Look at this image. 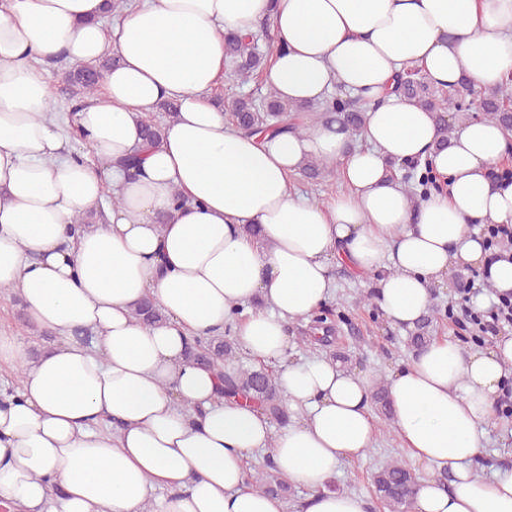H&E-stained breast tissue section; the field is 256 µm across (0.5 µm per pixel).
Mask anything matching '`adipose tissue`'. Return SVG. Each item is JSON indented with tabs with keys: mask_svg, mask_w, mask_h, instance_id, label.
Listing matches in <instances>:
<instances>
[{
	"mask_svg": "<svg viewBox=\"0 0 512 512\" xmlns=\"http://www.w3.org/2000/svg\"><path fill=\"white\" fill-rule=\"evenodd\" d=\"M104 9L0 0V287L20 294L30 330L59 340L34 357L0 336V362L23 369L0 398V500L18 512H286L251 482L262 451L309 490L303 512H364L329 485L375 441L372 377L294 360L288 324L332 297L338 267L376 276L379 308L400 326L460 272L512 292V257L489 259L475 230L512 224V183L489 176L512 142L494 122H460L438 148L435 113L394 92L414 65L438 86L512 76V0H127L108 29ZM265 21L280 39L267 86L293 103L335 86L368 101L365 147L323 126L246 137L226 123L208 98L224 35ZM107 55L116 64L77 114L84 160L66 152L31 61ZM163 100L178 110L150 145L141 117ZM411 159L431 161L446 192L411 203L388 167ZM311 161L340 170L347 193L294 195L290 178ZM109 192L107 223H86ZM147 298L161 321L136 318ZM228 326L254 366L273 367L293 413L281 429L188 359L191 337ZM511 376L508 335L470 351L436 339L388 371L394 429L422 471L413 512H512V467L475 473L479 427Z\"/></svg>",
	"mask_w": 512,
	"mask_h": 512,
	"instance_id": "obj_1",
	"label": "adipose tissue"
}]
</instances>
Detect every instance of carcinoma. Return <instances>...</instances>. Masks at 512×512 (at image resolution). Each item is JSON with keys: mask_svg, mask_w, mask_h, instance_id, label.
I'll return each mask as SVG.
<instances>
[{"mask_svg": "<svg viewBox=\"0 0 512 512\" xmlns=\"http://www.w3.org/2000/svg\"><path fill=\"white\" fill-rule=\"evenodd\" d=\"M224 44L226 59L234 64L237 81L246 83L263 69L265 56L259 51L254 35L241 36L230 33L225 36ZM115 63V58L107 56L93 65L71 71L66 75L72 87L70 112L79 111L86 99L95 96L104 72ZM511 88L512 80L501 85V93H487L477 89L465 78L454 85L439 87L427 79L422 69L414 66L404 70L399 76L395 91L415 104L438 113L441 126L439 146L445 147L452 124L443 114L439 97L448 95V104L452 106V119L455 121H492L511 135L512 98L508 94ZM368 109L367 103L350 99L339 89L322 101L317 109L307 104L283 101L272 90L267 91L259 101L242 96L227 100L231 123L247 134L268 131L282 133L288 130L299 133L307 129L302 113L317 110L320 121L337 126L338 130L355 139L361 136L365 112ZM391 170L407 184L411 201L415 204L420 198L440 191V186L436 184L433 176V169L427 161L393 163ZM135 315L146 323L156 322L162 318L161 312L150 300L143 301ZM451 316L453 312L450 308L431 306L411 330V336L408 337L410 346L418 350L434 340V337L430 336L433 327L438 321ZM235 355V342L230 326L225 328L222 336L193 340L188 353L190 360L213 367L219 372L223 371L225 366H231V371L224 375L225 395L233 397L252 391L271 419L286 422L288 414L273 372L267 368H235ZM252 481L261 491L278 493L286 490L271 462L267 463L266 467L254 471ZM373 484L377 498L390 512H411L417 476L405 465L393 461L381 467L373 477Z\"/></svg>", "mask_w": 512, "mask_h": 512, "instance_id": "1", "label": "carcinoma"}]
</instances>
